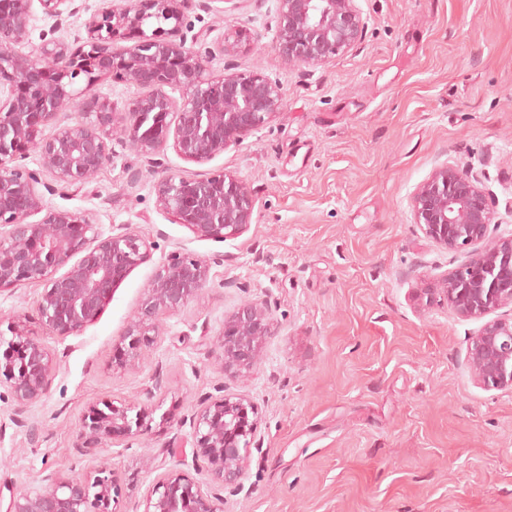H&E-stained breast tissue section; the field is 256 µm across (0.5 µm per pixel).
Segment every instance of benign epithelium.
Returning a JSON list of instances; mask_svg holds the SVG:
<instances>
[{"label":"benign epithelium","instance_id":"benign-epithelium-1","mask_svg":"<svg viewBox=\"0 0 512 512\" xmlns=\"http://www.w3.org/2000/svg\"><path fill=\"white\" fill-rule=\"evenodd\" d=\"M62 27L63 16L80 11L74 0H0V293L22 283L43 286L37 313L43 329L62 339L80 336L103 314L112 288L148 259L145 236L123 231L99 234L90 213L49 205L39 180L15 164L34 151L43 170L65 186L91 181L112 156L119 135L142 155L172 144L183 159L206 163L236 148L274 120L286 105L279 81L261 71L214 74L207 57L183 35L188 0H99L85 8V36H59L35 53L22 51L33 20V2ZM367 21L357 0H277L272 48L290 66H321L356 48ZM246 34L229 31L217 50L233 55L247 47ZM129 78L142 93L118 112L92 92L97 84ZM85 87L74 89L78 79ZM74 116L59 115L66 108ZM157 207L198 238L222 241L252 223L254 200L246 182L221 171L202 178L168 175L154 185ZM498 199L469 165L445 163L415 189L414 224L425 237L469 259L444 274L440 291L461 317H484L512 307V234L492 236ZM218 259L176 253L144 290L123 337L132 359L160 335L159 318L196 299L211 281ZM15 340L0 354V384L8 385L15 422L49 392L55 355L16 319ZM266 307L245 303L224 321L216 361L224 370L247 372L258 364L273 335ZM474 379L488 388L512 390V313L484 323L468 349ZM149 405H90L79 423L75 447H107L117 437H137L151 428ZM196 455L213 479L239 486L249 450L256 444V412L242 396L202 401L191 417ZM43 486L22 493L9 512H112L116 478L105 463L89 478L50 473ZM145 512H223V499L179 473L153 486Z\"/></svg>","mask_w":512,"mask_h":512}]
</instances>
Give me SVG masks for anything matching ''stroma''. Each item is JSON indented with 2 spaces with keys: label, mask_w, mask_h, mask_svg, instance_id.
<instances>
[{
  "label": "stroma",
  "mask_w": 512,
  "mask_h": 512,
  "mask_svg": "<svg viewBox=\"0 0 512 512\" xmlns=\"http://www.w3.org/2000/svg\"><path fill=\"white\" fill-rule=\"evenodd\" d=\"M368 28L357 50L291 67L271 47L276 0H189L187 42L205 51L246 31L259 53L216 56L213 72L277 77L284 110L239 147L198 164L173 148L148 159L112 144L89 183H49L51 205L93 214L108 235L128 228L156 249L115 288L80 336L50 335L37 284L0 294V340L26 319L57 358L45 398L22 423L0 400V512L49 472L119 476L114 512H144L153 484L177 471L223 494L224 512H512V390L472 377L467 351L482 326L418 285L466 255L424 237L411 196L444 162L485 160L499 199L496 235L512 234V0H357ZM229 171L254 198L252 223L221 242L197 238L161 210V177ZM220 258L205 291L163 319L149 354L114 366L127 319L172 253ZM268 307L274 336L236 376L213 365L224 321L244 300ZM151 430L81 455L88 405L142 399L154 377ZM250 399L259 447L240 488L216 483L185 422L219 392Z\"/></svg>",
  "instance_id": "stroma-1"
}]
</instances>
